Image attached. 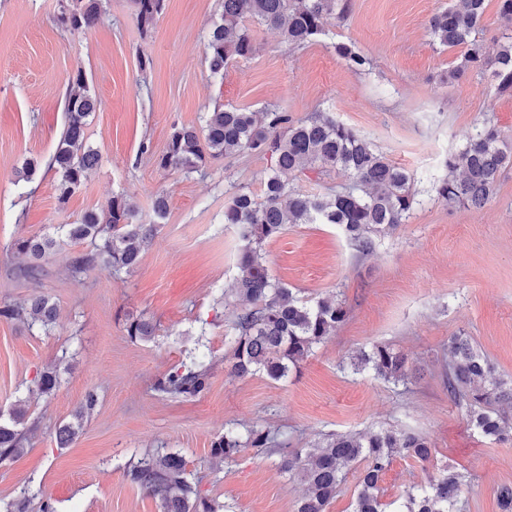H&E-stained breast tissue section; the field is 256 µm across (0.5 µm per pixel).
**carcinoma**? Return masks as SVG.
<instances>
[{"instance_id": "carcinoma-1", "label": "carcinoma", "mask_w": 512, "mask_h": 512, "mask_svg": "<svg viewBox=\"0 0 512 512\" xmlns=\"http://www.w3.org/2000/svg\"><path fill=\"white\" fill-rule=\"evenodd\" d=\"M164 0H137V26L147 29L161 13ZM485 0H451L448 8L428 22L433 43L464 53L448 73L457 79L472 69L488 67L501 90L512 89V35L490 49L479 43ZM220 21L206 35V62L210 73L224 77V70L237 59L255 51L247 18L278 30L283 42L304 46L324 34L323 20L336 8V0H222ZM100 0H66L57 18L69 31L95 26L100 18ZM336 53L352 68L363 69L367 59L346 43L336 44ZM93 96L82 74L70 85L65 101L67 122L50 165L60 176V198L70 197L101 156L86 145L85 127L96 111ZM244 152L270 155L274 165L264 179L260 200L239 191L224 206V223L238 228L241 247L237 262L236 295L245 306L235 309L230 334L224 337L230 368L238 377L263 373L273 380L288 377L313 349L331 336L346 320L347 310L335 296L305 300L274 280L265 265L263 247L283 233L289 224H337L360 251L372 248L373 234H381L405 223L413 207L412 175L379 151L365 136L339 122L329 112H317L305 121H293L286 112L266 108L246 112L238 108H216L206 114L199 127H174L165 151L158 157L162 170H198L206 157ZM512 167V139L491 124L474 128L463 146L448 155V174L433 184L437 197L450 204L481 208L497 189L501 172ZM341 168L351 182L331 196H310L288 185L286 172L314 171L319 174ZM59 229L75 241L90 240L94 251L71 261V272L79 275L97 265L109 274L129 272L141 259L153 238L156 225L135 221V211L121 197L107 209L88 211L75 224ZM56 245L51 235L21 237L14 250L33 261L49 258ZM0 318L18 320L30 330L49 333L56 326L57 305L46 296L31 297L21 307L0 306ZM125 331L130 339L148 342L155 325L144 317H129ZM210 355L202 354L156 378L153 389L161 396L188 400L209 390L213 371ZM355 372L371 371L387 382L409 379L406 357L388 345H375L353 356ZM34 390L50 398L61 386L59 364L46 366L33 381ZM448 395L465 406L468 422L484 437L499 442L512 438V377L505 378L473 345L468 336L448 342ZM98 404L89 391L72 414V421L56 431L60 447L72 443L84 419ZM26 410L13 406L10 421H0V463L27 452L28 435L17 429L24 424ZM278 435L264 427L245 433L233 428L211 443L210 459L233 461L246 448H276ZM434 455L429 440L412 431L381 429L358 434H330L304 453L280 454L279 468L296 478L304 493L295 512H326L330 501L349 472H358L353 512H386L382 501V475L397 456L424 464ZM125 481L158 500L161 512H218L202 495L179 452L158 450L129 460L123 469ZM463 475L443 468L428 486L407 494L399 512H461ZM36 494L23 490L3 512H27Z\"/></svg>"}]
</instances>
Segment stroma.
<instances>
[{
	"label": "stroma",
	"mask_w": 512,
	"mask_h": 512,
	"mask_svg": "<svg viewBox=\"0 0 512 512\" xmlns=\"http://www.w3.org/2000/svg\"><path fill=\"white\" fill-rule=\"evenodd\" d=\"M449 0H336L325 33L298 48L277 31L246 20L255 45L246 60L211 76L205 35L221 0H164L148 31L136 24V0H101V18L70 32L56 17L61 0H0V302L21 305L35 293L59 311L51 334L0 319V410L25 400L27 453L0 464V501L21 488L38 492L56 512H160L159 503L126 483L131 452L182 453L202 494L231 512H295L303 494L285 476L278 455L245 449L232 462H210L225 426L278 431L282 447L303 451L328 434L409 430L436 453L429 466L397 457L382 477L383 502L405 496L448 465L468 477L464 512H500L496 490L512 484V441L480 436L445 386L448 341L473 345L512 377V167L497 197L480 209L438 200L432 178L474 126L495 124L512 138V90L501 92L488 71L447 79L454 51L433 45L430 17ZM344 42L370 61L349 69L334 46ZM83 74L98 100L85 138L101 161L80 187L60 199L49 166L66 122L65 96ZM273 106L296 121L330 112L369 138L414 177L415 203L405 224L359 251L334 224H290L267 242L271 276L308 299L336 295L348 316L287 380L230 374L224 333L241 241L224 207L243 190L261 195L270 156L207 159L197 172L164 171L156 160L176 126H200L214 108L259 111ZM38 169L19 178L26 161ZM166 194L157 219L153 204ZM125 197L140 223L159 228L138 266L120 276L102 267L71 276L68 266L90 242L61 238L34 278L13 249L22 236L55 234L89 210ZM157 327L152 341L131 340L129 316ZM385 344L406 355L407 383L353 373L359 348ZM209 349L215 366L199 399L159 396L156 378ZM73 352L51 398L29 394L33 379ZM99 396L78 438L58 447L56 430L88 389Z\"/></svg>",
	"instance_id": "35a3bbf8"
}]
</instances>
